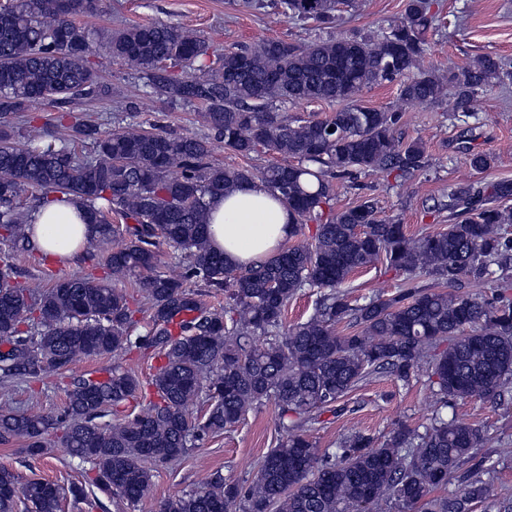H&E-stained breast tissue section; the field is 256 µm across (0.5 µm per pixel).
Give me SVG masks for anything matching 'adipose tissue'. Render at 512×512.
<instances>
[{
    "mask_svg": "<svg viewBox=\"0 0 512 512\" xmlns=\"http://www.w3.org/2000/svg\"><path fill=\"white\" fill-rule=\"evenodd\" d=\"M294 215L260 182L211 199L210 244L226 262L248 267L276 254L293 235ZM31 239L44 256L72 262L92 241L89 214L70 196L50 199L29 216Z\"/></svg>",
    "mask_w": 512,
    "mask_h": 512,
    "instance_id": "ef3b65f1",
    "label": "adipose tissue"
}]
</instances>
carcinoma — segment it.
I'll return each instance as SVG.
<instances>
[{
    "label": "carcinoma",
    "mask_w": 512,
    "mask_h": 512,
    "mask_svg": "<svg viewBox=\"0 0 512 512\" xmlns=\"http://www.w3.org/2000/svg\"><path fill=\"white\" fill-rule=\"evenodd\" d=\"M281 15L336 21V0H281ZM100 0H69L62 15L53 0L0 3V377L28 382L70 369L81 359L136 350L155 360L149 386L114 365L81 377L67 391L61 417L0 407V443L21 442L31 455L62 429L69 454L91 464L93 484L117 505L147 494L152 467L233 428L250 410L272 401L282 438L239 483L209 473L203 485L164 500L159 512H468L496 496L494 483L466 475L460 497L440 495L448 474L472 459L479 431L448 414L473 396L501 398L512 377V181L448 186L438 209L448 228L419 237L395 219L381 220L373 199L333 210V180L384 172L402 182L427 167L426 143L395 135L397 110L361 103L362 92L396 83L410 105L447 106L451 122L476 117L477 98L512 72L495 54L448 64V73L420 67L432 0H406L400 17L378 34L329 36L311 42L263 39L220 49L204 35L163 22L130 25L108 36L115 59L138 67L160 98L204 108L209 134L172 135L153 128L106 131L91 119L68 126L72 145L43 127L27 143L12 122L42 99L51 104L92 101L101 78L85 59L88 30L77 22L99 11ZM329 101L325 119L290 115L287 104ZM249 157L277 153L286 164L261 177L245 167L208 161L212 146ZM482 171L493 157L465 147ZM260 179L293 212L294 235L314 233L268 261L228 265L209 241V200ZM25 188L46 202L78 198L90 215L95 245L89 258L103 277L61 276L33 290L15 281L13 259L33 251L28 217L17 198ZM117 215L121 224L112 223ZM181 253L178 271H161L156 247ZM383 260L413 282L387 299L353 305L343 291L350 274ZM499 269L491 300L460 291L466 279ZM137 278L145 306L134 309L117 284ZM319 288L314 314L283 324L288 301ZM224 292V307L207 306L203 289ZM144 315L149 330L132 336ZM341 323L356 330L337 331ZM448 346L441 350L443 343ZM420 370L437 386L430 423L419 432L402 424L382 442L352 433L321 450L309 428L322 412L367 377L386 371L409 382ZM110 416L112 421L100 422ZM31 512H60L85 489L49 481L20 484L0 467V512H15L17 494Z\"/></svg>",
    "instance_id": "1"
}]
</instances>
